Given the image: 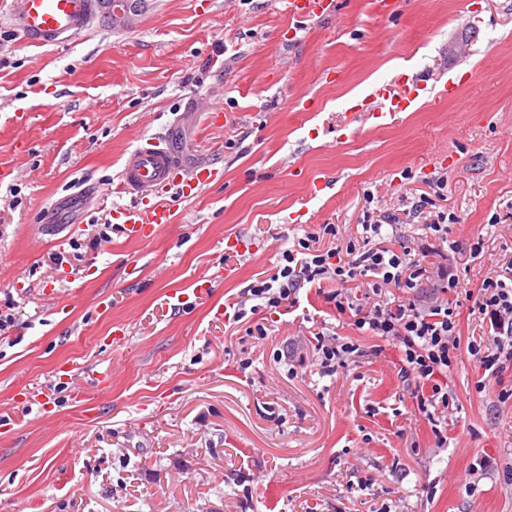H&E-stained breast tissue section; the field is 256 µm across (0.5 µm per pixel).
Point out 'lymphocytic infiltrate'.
<instances>
[{
    "label": "lymphocytic infiltrate",
    "mask_w": 512,
    "mask_h": 512,
    "mask_svg": "<svg viewBox=\"0 0 512 512\" xmlns=\"http://www.w3.org/2000/svg\"><path fill=\"white\" fill-rule=\"evenodd\" d=\"M451 214L436 212L424 227L435 245L426 249L431 266H423L411 246H393L392 231L401 223L394 213L365 212L362 231L343 235L339 225L322 224L284 250L272 275L252 282L244 299L231 302L232 322H246L247 337L262 341L264 323L247 322V314H274L299 308L301 290L312 289L349 315L353 336L317 328L313 361L321 376H335L365 355H380L385 346L397 352V376L415 413L431 426L435 447L448 442V409L454 397L448 372L461 361L476 362L493 379L499 402L512 400V263L498 266L477 289L459 290V279L443 262ZM435 288L428 298L419 292L426 281ZM469 314L475 332L461 334L460 316ZM373 342L364 349L361 338Z\"/></svg>",
    "instance_id": "obj_1"
}]
</instances>
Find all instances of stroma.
Segmentation results:
<instances>
[{
    "instance_id": "stroma-1",
    "label": "stroma",
    "mask_w": 512,
    "mask_h": 512,
    "mask_svg": "<svg viewBox=\"0 0 512 512\" xmlns=\"http://www.w3.org/2000/svg\"><path fill=\"white\" fill-rule=\"evenodd\" d=\"M324 7L146 0L133 28L98 17L36 46L0 0V307L16 317L0 331V512H512V402L475 392L470 359L448 372L447 447L421 420L416 452L396 436L413 407L393 350L322 378L277 359L313 352L297 313L259 344L224 322L306 232L357 234L365 211L422 196L456 217L463 287L512 259V0ZM413 76L456 92L381 123L351 97ZM148 138L222 176L190 199L150 192L172 222L134 240L112 221L134 201L112 188ZM279 10L289 17H310L321 14L323 0H278Z\"/></svg>"
}]
</instances>
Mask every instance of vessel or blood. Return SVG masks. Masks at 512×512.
I'll list each match as a JSON object with an SVG mask.
<instances>
[{
    "label": "vessel or blood",
    "mask_w": 512,
    "mask_h": 512,
    "mask_svg": "<svg viewBox=\"0 0 512 512\" xmlns=\"http://www.w3.org/2000/svg\"><path fill=\"white\" fill-rule=\"evenodd\" d=\"M95 0H11L10 16L16 31L28 43L45 46L69 41L85 31L95 17ZM283 14L309 17L321 14L323 0H278ZM422 82L405 85L395 94L381 88L372 96L378 107L388 105L407 109L420 96ZM218 175L217 169L198 167L184 171L181 155L159 145L139 147L126 159L115 187L116 194L136 195L176 185L179 197L188 199L199 194ZM118 219L126 226L128 237L144 239L157 236L171 222L167 205L154 203L144 209L120 208Z\"/></svg>",
    "instance_id": "1"
}]
</instances>
